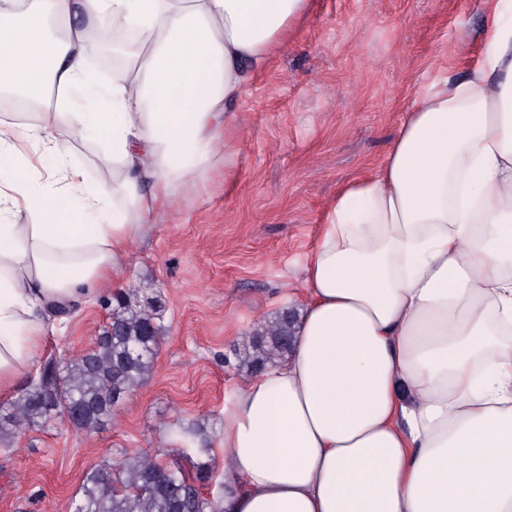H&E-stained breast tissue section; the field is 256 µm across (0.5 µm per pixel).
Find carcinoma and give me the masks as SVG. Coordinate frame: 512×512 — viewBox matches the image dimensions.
<instances>
[{"label": "carcinoma", "instance_id": "carcinoma-1", "mask_svg": "<svg viewBox=\"0 0 512 512\" xmlns=\"http://www.w3.org/2000/svg\"><path fill=\"white\" fill-rule=\"evenodd\" d=\"M112 318L84 355L61 358L40 373L19 398L0 404V439L24 424L46 423L82 406L76 428L94 430L112 416L116 404L149 374L162 327L149 302L132 308L114 296ZM295 319L283 312L249 337L245 363L257 373L290 352ZM208 471L189 480L171 464L127 458L96 464L86 474L74 512H222L221 501L204 497L199 484Z\"/></svg>", "mask_w": 512, "mask_h": 512}]
</instances>
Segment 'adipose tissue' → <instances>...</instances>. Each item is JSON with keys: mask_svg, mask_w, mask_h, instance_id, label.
Masks as SVG:
<instances>
[{"mask_svg": "<svg viewBox=\"0 0 512 512\" xmlns=\"http://www.w3.org/2000/svg\"><path fill=\"white\" fill-rule=\"evenodd\" d=\"M308 0H0V393L45 313L125 267L152 212L232 170L248 72ZM383 163L328 206L288 356L224 400V512H512V0ZM100 36L131 32L104 85ZM111 179L89 182L72 149ZM25 223H17L18 215ZM100 150L101 147L97 143L78 145L74 150L72 160L86 167L88 178L91 181H97L101 178H104L105 176L112 177V172L108 174L102 170H99L95 168L90 162L91 155L94 152H98Z\"/></svg>", "mask_w": 512, "mask_h": 512, "instance_id": "ef3b65f1", "label": "adipose tissue"}]
</instances>
